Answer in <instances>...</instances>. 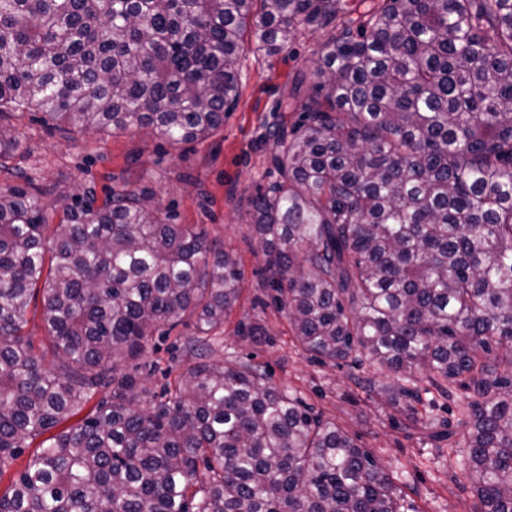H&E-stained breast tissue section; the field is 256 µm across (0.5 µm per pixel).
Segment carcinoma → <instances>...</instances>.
Wrapping results in <instances>:
<instances>
[{
	"label": "carcinoma",
	"mask_w": 512,
	"mask_h": 512,
	"mask_svg": "<svg viewBox=\"0 0 512 512\" xmlns=\"http://www.w3.org/2000/svg\"><path fill=\"white\" fill-rule=\"evenodd\" d=\"M0 0V119L67 138L147 128L172 146L224 127L244 35L268 55L337 0ZM247 201L264 309L320 362L393 373L405 419L448 441L477 512H512V0H380L323 44L277 112ZM20 145L0 123V160ZM0 189V512H417L335 422L263 371L208 360L243 271L202 224L137 189ZM43 285L44 366L23 329ZM194 320L197 361L144 403L134 364ZM465 391L445 431L438 399ZM94 407L75 425L98 392Z\"/></svg>",
	"instance_id": "carcinoma-1"
}]
</instances>
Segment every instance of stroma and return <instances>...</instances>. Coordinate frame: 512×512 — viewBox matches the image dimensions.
<instances>
[{"mask_svg": "<svg viewBox=\"0 0 512 512\" xmlns=\"http://www.w3.org/2000/svg\"><path fill=\"white\" fill-rule=\"evenodd\" d=\"M379 0H340L334 23L301 29L283 51L269 55L246 40L239 69V96L224 126L196 143L170 146L148 129L66 140L52 132L35 111L15 112L8 121L22 138L21 149L0 169V187L25 174L42 185L48 203L88 185L97 190L144 189L169 207L177 223L202 224L234 253L244 272L242 295L211 359L237 358L259 365L269 385L295 392L315 413L335 421L391 474L409 478L408 499L419 512H475L477 499L452 479L449 463L426 444L418 428L386 405L383 387L389 370L365 364L323 365L296 342L274 307L257 313L253 299L263 281L262 247L242 213L268 170L269 147L262 141L278 118L273 107L306 70L323 44L343 28H357ZM261 321L269 330L258 342L237 335L239 322ZM193 323L160 324L141 361L145 387L160 393L190 362Z\"/></svg>", "mask_w": 512, "mask_h": 512, "instance_id": "obj_1", "label": "stroma"}]
</instances>
